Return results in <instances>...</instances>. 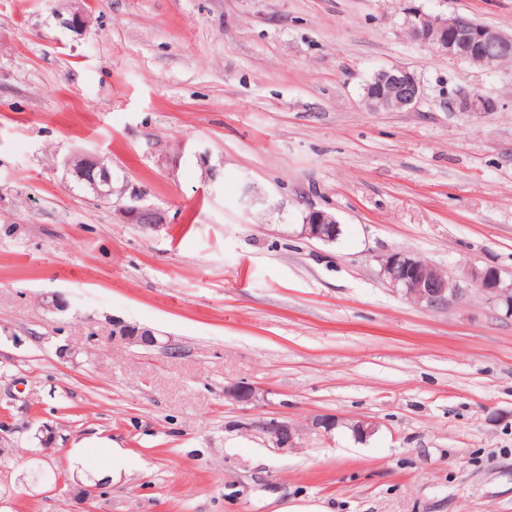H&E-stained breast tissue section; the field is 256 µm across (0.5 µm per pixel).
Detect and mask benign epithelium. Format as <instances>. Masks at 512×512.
I'll list each match as a JSON object with an SVG mask.
<instances>
[{
	"label": "benign epithelium",
	"mask_w": 512,
	"mask_h": 512,
	"mask_svg": "<svg viewBox=\"0 0 512 512\" xmlns=\"http://www.w3.org/2000/svg\"><path fill=\"white\" fill-rule=\"evenodd\" d=\"M404 28L409 38L418 45L475 67L492 64L484 52L488 45L499 46L507 53L512 52L511 32L458 14L426 12L420 7L412 6L406 11ZM422 93V85L413 72L405 67H392L374 74L364 88L363 102L370 110H378L382 104L389 110H403L418 103ZM495 108V101L478 91L448 99V109L458 112L478 114L492 112ZM89 185L94 197L99 200L109 201L115 194L121 199H127L119 208L127 224L166 223L164 213L143 204L141 190L132 184L125 183L117 190L109 179L91 181ZM300 235L332 243L339 235V224L333 214L312 210L301 224ZM380 276L407 300L428 312L446 310L457 304L468 293L467 285L474 284L479 287L486 300L502 305L507 313H512V286L505 283L499 270L492 267L472 266L466 270L463 277L457 278L439 272L431 264L412 254L395 252L380 259ZM112 340L147 347L159 346L150 330L131 325H125L113 332ZM224 394L240 405H251L265 399V394L260 389L246 382L225 387ZM338 424L336 416L322 414L312 419L311 429L328 436ZM253 427L279 454H286L300 447L299 431L284 419L261 417L253 422ZM64 482L83 500H95L98 497L97 485L68 478L57 480L56 485L60 486Z\"/></svg>",
	"instance_id": "obj_1"
}]
</instances>
